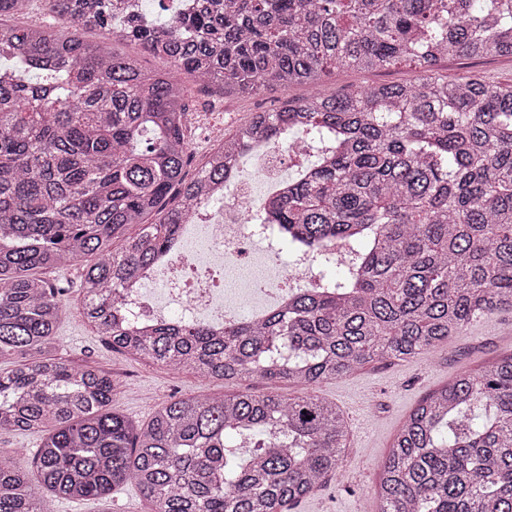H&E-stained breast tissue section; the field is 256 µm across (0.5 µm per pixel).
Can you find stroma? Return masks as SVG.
Returning <instances> with one entry per match:
<instances>
[{"label":"stroma","instance_id":"stroma-1","mask_svg":"<svg viewBox=\"0 0 512 512\" xmlns=\"http://www.w3.org/2000/svg\"><path fill=\"white\" fill-rule=\"evenodd\" d=\"M438 73L451 79L469 75L508 82L512 81V58L451 59L442 62ZM416 76L415 69L405 64L375 71L339 68L322 76L315 87L298 85L286 93L269 88L253 97L225 93L216 86L185 78L189 90L186 134L192 148L186 175L194 177L214 144L233 133L251 113L279 110L285 101H295L313 92L331 97L371 85L408 83ZM52 277L66 286L69 302L59 325L54 353L112 374L118 383L112 399L115 412L142 425L159 405L173 397H219L240 388L220 379L172 371L112 350L80 314L83 293L77 267L53 272ZM510 354L512 311L501 310L414 358L369 363L314 387V395L336 404L345 416L346 454L340 471L326 478L312 494L292 504L288 512H377L375 490L380 463L411 411L457 374L479 370ZM55 508L57 512H149L147 502L132 483L104 499L60 500Z\"/></svg>","mask_w":512,"mask_h":512}]
</instances>
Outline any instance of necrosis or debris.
<instances>
[{"label": "necrosis or debris", "mask_w": 512, "mask_h": 512, "mask_svg": "<svg viewBox=\"0 0 512 512\" xmlns=\"http://www.w3.org/2000/svg\"><path fill=\"white\" fill-rule=\"evenodd\" d=\"M249 157L258 181L231 180L224 206L201 204L189 212L175 250L157 258L139 283L122 289L123 306L135 308L147 322L178 308L220 327L233 309H244L252 320L262 317L281 287L312 277L310 257L294 253L283 261L271 244L261 257H253L258 237L238 203L260 200L263 184L275 179L280 168L266 143L253 145Z\"/></svg>", "instance_id": "4bbe7bcc"}]
</instances>
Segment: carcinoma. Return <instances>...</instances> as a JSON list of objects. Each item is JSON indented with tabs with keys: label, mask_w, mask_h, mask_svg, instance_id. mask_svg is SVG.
<instances>
[{
	"label": "carcinoma",
	"mask_w": 512,
	"mask_h": 512,
	"mask_svg": "<svg viewBox=\"0 0 512 512\" xmlns=\"http://www.w3.org/2000/svg\"><path fill=\"white\" fill-rule=\"evenodd\" d=\"M43 3L67 33L0 34V431L42 433L31 473L0 448V512H54L129 479L150 512H284L342 466L335 404L182 396L136 425L112 410L110 374L52 354L65 287L41 272L95 257L81 266L82 314L112 349L239 384L317 385L512 310V82L436 72L449 58L512 57V0H195L154 22L129 0ZM117 19L171 70L82 38ZM402 62L415 81L253 113L186 180L177 73L251 97ZM258 134L303 146L288 187L252 211L311 254L315 277L221 335L194 320L132 323L120 288ZM377 498L379 512H512V355L422 401Z\"/></svg>",
	"instance_id": "cac0c4a2"
}]
</instances>
